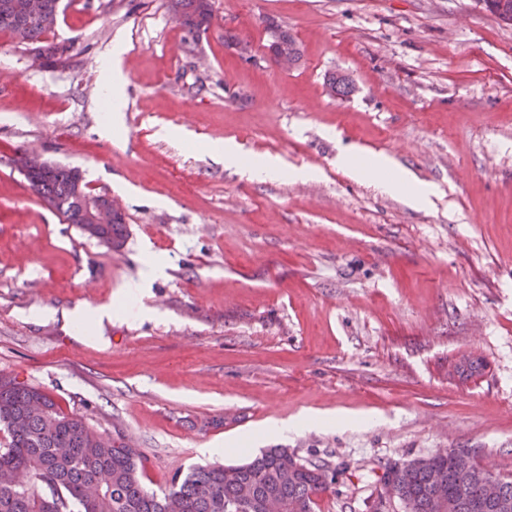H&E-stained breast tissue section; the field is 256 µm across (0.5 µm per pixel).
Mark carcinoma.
Returning <instances> with one entry per match:
<instances>
[{
	"mask_svg": "<svg viewBox=\"0 0 512 512\" xmlns=\"http://www.w3.org/2000/svg\"><path fill=\"white\" fill-rule=\"evenodd\" d=\"M23 0H0V34L28 45L49 30L31 22L8 5ZM501 21L512 24V0H482ZM167 8L191 35L209 28L211 0H167ZM267 48L286 51L294 63L299 45L287 29L268 26ZM334 96L353 92L342 75L328 78ZM31 192L55 210L66 224L83 220V205L91 194L81 170L57 165L27 178ZM114 250L127 237L125 215L91 231ZM0 512H262L267 498L277 499L282 512H314L315 496L332 483L328 467L304 464L288 449L268 448L249 462L235 466L240 483L254 491V504L245 509L224 482V466H196L175 476L160 492L143 483V454L116 432L101 439L84 418L67 414L41 389L0 375ZM486 471L477 462L460 466L456 451L448 450L403 463L389 464L381 477L382 492L393 503L375 512H475L473 505L488 497L480 512H512V480L498 479L485 489Z\"/></svg>",
	"mask_w": 512,
	"mask_h": 512,
	"instance_id": "cac0c4a2",
	"label": "carcinoma"
}]
</instances>
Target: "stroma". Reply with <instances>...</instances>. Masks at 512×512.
I'll use <instances>...</instances> for the list:
<instances>
[{
  "instance_id": "35a3bbf8",
  "label": "stroma",
  "mask_w": 512,
  "mask_h": 512,
  "mask_svg": "<svg viewBox=\"0 0 512 512\" xmlns=\"http://www.w3.org/2000/svg\"><path fill=\"white\" fill-rule=\"evenodd\" d=\"M211 3L194 38L166 0H72L47 37L73 43L64 65L0 35V375L134 440L154 491L276 445L328 467L315 512H374L386 465L451 448L512 477V25L481 0ZM271 22L291 69L265 58ZM118 46L110 126L98 63ZM227 139L281 174L200 147ZM24 149L122 203L120 250L31 193ZM346 151L390 156L428 203L338 167ZM152 261L163 276L125 299ZM305 413L322 425L269 429ZM267 29L270 31V40L266 47L280 52L269 57L271 62L284 70L290 69L293 66V61L295 65L298 64L301 58L300 48L294 36L288 32V29L273 24L267 26ZM288 54L292 56L293 61Z\"/></svg>"
}]
</instances>
